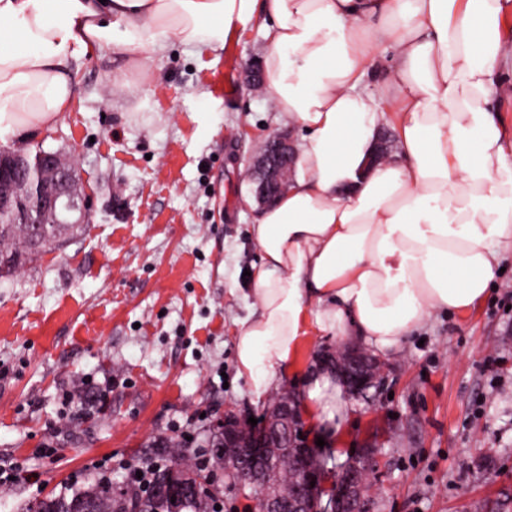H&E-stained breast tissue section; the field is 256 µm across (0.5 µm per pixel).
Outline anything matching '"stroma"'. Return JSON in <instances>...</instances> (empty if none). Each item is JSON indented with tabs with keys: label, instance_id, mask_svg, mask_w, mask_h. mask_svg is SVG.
Instances as JSON below:
<instances>
[{
	"label": "stroma",
	"instance_id": "1",
	"mask_svg": "<svg viewBox=\"0 0 512 512\" xmlns=\"http://www.w3.org/2000/svg\"><path fill=\"white\" fill-rule=\"evenodd\" d=\"M258 18L218 51L168 37L163 52L122 47L81 61L78 91L53 127L5 149L74 161L91 203L73 235L0 278V512L84 483L93 467L123 481L154 460V438L202 445L225 410L263 419L238 377L234 338L258 306L244 271L262 251L241 207L257 145L297 128L242 75L267 48ZM354 337H307L274 390L303 395L319 355ZM385 384L352 399L344 437L305 423L335 462L376 451L371 512H470L512 504V258L461 315H431L384 357ZM91 403L76 414L71 397Z\"/></svg>",
	"mask_w": 512,
	"mask_h": 512
}]
</instances>
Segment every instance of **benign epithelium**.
<instances>
[{
	"label": "benign epithelium",
	"instance_id": "obj_1",
	"mask_svg": "<svg viewBox=\"0 0 512 512\" xmlns=\"http://www.w3.org/2000/svg\"><path fill=\"white\" fill-rule=\"evenodd\" d=\"M298 159L293 145L282 135L271 136L263 152L256 158V173L253 193L262 205L270 204L274 193L288 187L290 176ZM76 186L75 171L59 155L38 151L30 158L20 153H0V212L22 206L26 199L37 202L45 213H58L65 207H77L71 201ZM383 368L375 364L368 368L357 359L349 366L336 371L352 395L365 393L377 387ZM271 419L261 431L244 435L243 419L231 412L216 421L215 427L224 429V467L238 470L247 462L253 466L267 464V451L272 447L271 435L275 424L282 422L292 430L304 426L296 400L284 392L268 405ZM365 467H360L358 457L348 459L338 474L333 495L326 505H320L322 494L320 469L308 464L295 470L296 487L283 497L271 491L265 482L256 488L262 500L263 512H368L369 505L363 498L365 483L375 469V453L366 448L361 454ZM189 489L183 482L168 478L164 482L163 494L170 512H180L181 503Z\"/></svg>",
	"mask_w": 512,
	"mask_h": 512
}]
</instances>
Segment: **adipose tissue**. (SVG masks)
<instances>
[{"mask_svg": "<svg viewBox=\"0 0 512 512\" xmlns=\"http://www.w3.org/2000/svg\"><path fill=\"white\" fill-rule=\"evenodd\" d=\"M260 14L264 91L303 136L287 193L251 226L259 312L235 359L257 401L311 331L386 356L487 297L512 254V134L490 101L512 77V0H0V139L59 122L82 58L147 36L217 51ZM380 42L394 49L381 71ZM390 112L397 149L376 163ZM302 401L340 425L353 412L321 372Z\"/></svg>", "mask_w": 512, "mask_h": 512, "instance_id": "obj_1", "label": "adipose tissue"}]
</instances>
